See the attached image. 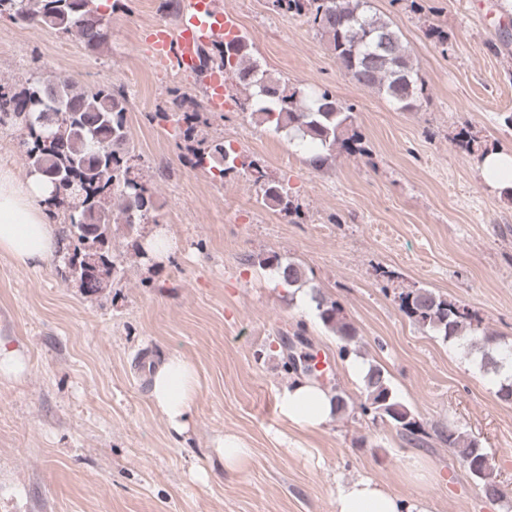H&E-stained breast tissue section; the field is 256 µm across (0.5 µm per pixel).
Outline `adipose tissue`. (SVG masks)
I'll return each instance as SVG.
<instances>
[{
	"label": "adipose tissue",
	"instance_id": "adipose-tissue-1",
	"mask_svg": "<svg viewBox=\"0 0 512 512\" xmlns=\"http://www.w3.org/2000/svg\"><path fill=\"white\" fill-rule=\"evenodd\" d=\"M50 186L36 175L18 179L0 168V255L16 264L36 269L60 254L63 244L49 222ZM199 379L193 363L180 355L168 357L153 373L150 398L154 408L178 433L194 405ZM283 416L300 428L320 429L335 414L332 392L305 379L294 380L277 395ZM334 512H425L402 501L373 479L362 477L340 485Z\"/></svg>",
	"mask_w": 512,
	"mask_h": 512
}]
</instances>
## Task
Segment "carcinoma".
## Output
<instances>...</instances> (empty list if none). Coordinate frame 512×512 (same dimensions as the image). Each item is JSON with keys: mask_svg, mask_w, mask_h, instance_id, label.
Returning <instances> with one entry per match:
<instances>
[{"mask_svg": "<svg viewBox=\"0 0 512 512\" xmlns=\"http://www.w3.org/2000/svg\"><path fill=\"white\" fill-rule=\"evenodd\" d=\"M274 10L285 16H304L334 55L337 64L357 84L390 98L402 111L415 110L425 95V83L412 54L392 23L374 11L371 0H272ZM21 25H40L72 35L91 50L108 41V22L94 0H0V17ZM224 69L231 85L246 95L240 109L250 111L258 125L277 130H297L309 138L318 152L311 158L321 168L336 151H360V135L353 128V115L328 89L309 97L259 68L252 47L234 37L213 41L199 52L198 76ZM170 106L154 112L150 120L174 125L185 163L192 168L215 169L219 177L232 171L249 174L256 186L257 201L302 219L283 183L269 179L264 166L241 152L228 149L224 140L205 133L209 125L205 107L179 87L169 92ZM126 95L108 85L79 88L65 78L33 75L19 90L0 86V126L26 123L24 156L28 173L61 181L51 184L53 207L60 216V275L65 282L89 279L90 293L113 285L121 273L112 253L117 230L133 240L135 255L150 258L140 240L145 223L159 203L146 182L133 172L138 160L127 126ZM94 247L100 265L87 268L78 263L86 249ZM254 263L273 267L283 285L298 290L307 283L303 267L277 255H258ZM323 325L341 342L342 356L359 353V337L347 321L342 306L316 290L312 295ZM400 304L414 322L448 341L469 343L478 350L481 367L499 373V361L512 357L502 348L500 335L482 326L472 311L428 288H416L400 296ZM363 413L392 423L408 440L419 442L421 429L412 412L395 400L385 369L369 365L363 376ZM448 447L477 480L483 495L499 500L505 495L496 481L486 449L455 427L440 433Z\"/></svg>", "mask_w": 512, "mask_h": 512, "instance_id": "cac0c4a2", "label": "carcinoma"}]
</instances>
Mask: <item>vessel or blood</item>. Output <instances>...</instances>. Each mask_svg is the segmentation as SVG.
Returning a JSON list of instances; mask_svg holds the SVG:
<instances>
[{
  "mask_svg": "<svg viewBox=\"0 0 512 512\" xmlns=\"http://www.w3.org/2000/svg\"><path fill=\"white\" fill-rule=\"evenodd\" d=\"M234 20L224 13L217 0H184L176 30L153 28L147 37L150 54L156 61L174 65L188 73L194 71L200 47L223 36ZM208 106L211 111L224 109V74L213 70L204 77Z\"/></svg>",
  "mask_w": 512,
  "mask_h": 512,
  "instance_id": "obj_1",
  "label": "vessel or blood"
}]
</instances>
